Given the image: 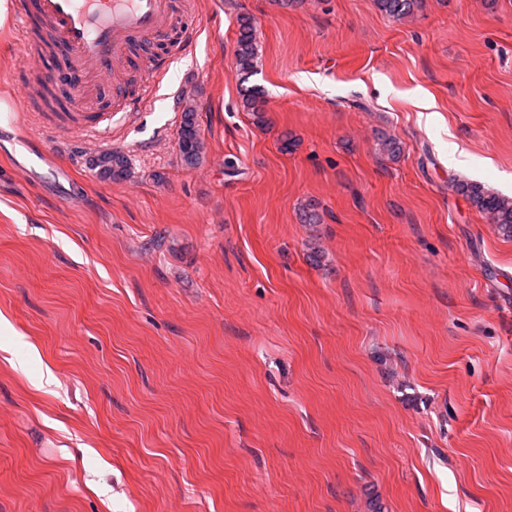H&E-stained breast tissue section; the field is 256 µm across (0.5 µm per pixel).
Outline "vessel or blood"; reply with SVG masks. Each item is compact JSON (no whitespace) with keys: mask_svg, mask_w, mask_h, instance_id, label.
Returning <instances> with one entry per match:
<instances>
[{"mask_svg":"<svg viewBox=\"0 0 512 512\" xmlns=\"http://www.w3.org/2000/svg\"><path fill=\"white\" fill-rule=\"evenodd\" d=\"M9 10L20 51L29 60H37L42 49L28 35L33 25H41L44 37L58 45L63 69L57 80L76 106L67 113L66 124L87 137L132 120L138 102L130 100L119 110L81 112L77 106L83 100L99 95L104 84L134 68L152 79L162 78L165 59L142 58V45L174 39L187 49L193 44V30L178 0H9Z\"/></svg>","mask_w":512,"mask_h":512,"instance_id":"1","label":"vessel or blood"}]
</instances>
